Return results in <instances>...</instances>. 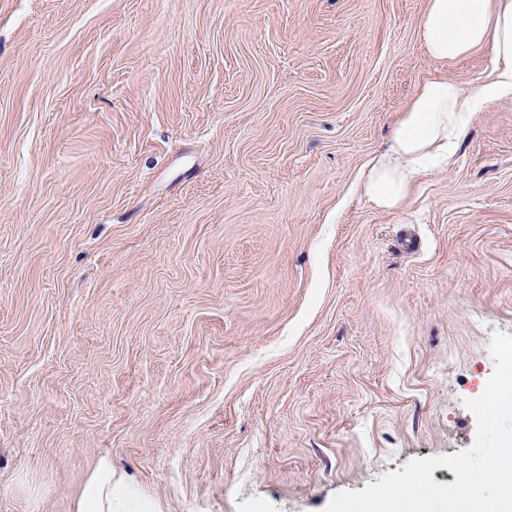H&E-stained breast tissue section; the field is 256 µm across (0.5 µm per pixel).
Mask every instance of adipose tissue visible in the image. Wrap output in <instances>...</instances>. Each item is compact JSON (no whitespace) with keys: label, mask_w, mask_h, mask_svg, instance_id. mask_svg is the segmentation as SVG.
I'll return each instance as SVG.
<instances>
[{"label":"adipose tissue","mask_w":512,"mask_h":512,"mask_svg":"<svg viewBox=\"0 0 512 512\" xmlns=\"http://www.w3.org/2000/svg\"><path fill=\"white\" fill-rule=\"evenodd\" d=\"M417 39L431 58L453 61L489 51L490 79L463 88L445 78L420 84L394 124L386 148L365 165L360 186L376 209L396 211L422 175L448 168L475 112L512 94V0H427ZM75 512H153L135 489L112 483V461L101 458L75 502Z\"/></svg>","instance_id":"ef3b65f1"}]
</instances>
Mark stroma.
<instances>
[{"label": "stroma", "mask_w": 512, "mask_h": 512, "mask_svg": "<svg viewBox=\"0 0 512 512\" xmlns=\"http://www.w3.org/2000/svg\"><path fill=\"white\" fill-rule=\"evenodd\" d=\"M426 0H0V512L104 456L156 512H322L470 447L512 335V96L354 190Z\"/></svg>", "instance_id": "35a3bbf8"}]
</instances>
